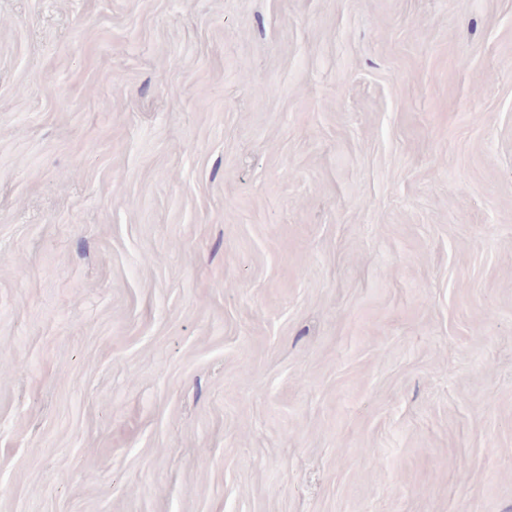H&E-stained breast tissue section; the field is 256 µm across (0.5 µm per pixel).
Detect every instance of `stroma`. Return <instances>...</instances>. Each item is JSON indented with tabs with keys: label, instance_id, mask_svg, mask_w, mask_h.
<instances>
[{
	"label": "stroma",
	"instance_id": "obj_1",
	"mask_svg": "<svg viewBox=\"0 0 512 512\" xmlns=\"http://www.w3.org/2000/svg\"><path fill=\"white\" fill-rule=\"evenodd\" d=\"M0 512H512V0H0Z\"/></svg>",
	"mask_w": 512,
	"mask_h": 512
}]
</instances>
